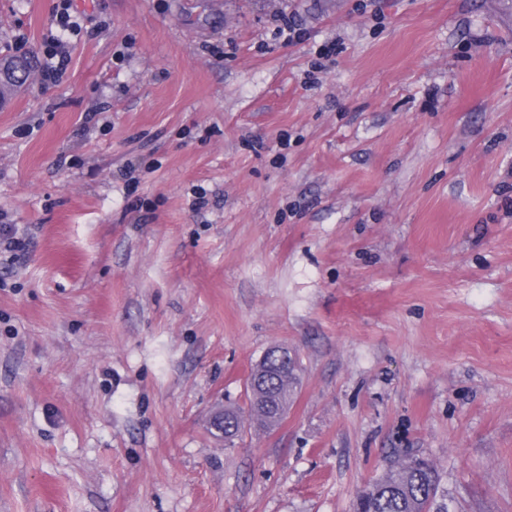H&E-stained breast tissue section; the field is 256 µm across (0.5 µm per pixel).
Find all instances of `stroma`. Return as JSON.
Masks as SVG:
<instances>
[{
    "label": "stroma",
    "instance_id": "stroma-1",
    "mask_svg": "<svg viewBox=\"0 0 512 512\" xmlns=\"http://www.w3.org/2000/svg\"><path fill=\"white\" fill-rule=\"evenodd\" d=\"M57 3L0 0L69 43L0 109V512H355L410 457L512 512V0ZM280 348H269L247 381L248 421L263 430H272L283 420L284 410L292 401L299 383L296 375L277 373ZM248 384L258 392V398L249 393ZM281 409V413L278 411ZM227 407L232 409L216 408L211 414L209 422L211 421V423H213L218 417H222L224 414V434L222 430L220 433L224 435L225 438H232L238 434L240 435L244 431V417L242 415L243 412H241L239 408L233 406ZM232 428L235 429V432L231 431Z\"/></svg>",
    "mask_w": 512,
    "mask_h": 512
}]
</instances>
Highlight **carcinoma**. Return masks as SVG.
Here are the masks:
<instances>
[{"instance_id": "carcinoma-1", "label": "carcinoma", "mask_w": 512, "mask_h": 512, "mask_svg": "<svg viewBox=\"0 0 512 512\" xmlns=\"http://www.w3.org/2000/svg\"><path fill=\"white\" fill-rule=\"evenodd\" d=\"M10 74L0 81V106L26 90L34 71L33 58L24 52L17 55L6 49L0 52ZM279 349H268L248 378L258 396L248 397V417L239 408L224 410V437L232 438L244 431L248 420L263 430H272L283 420L281 410L292 401L298 377L277 373ZM440 475L435 466L420 460L396 463L385 475L375 480L366 494L368 512H449L437 507Z\"/></svg>"}]
</instances>
